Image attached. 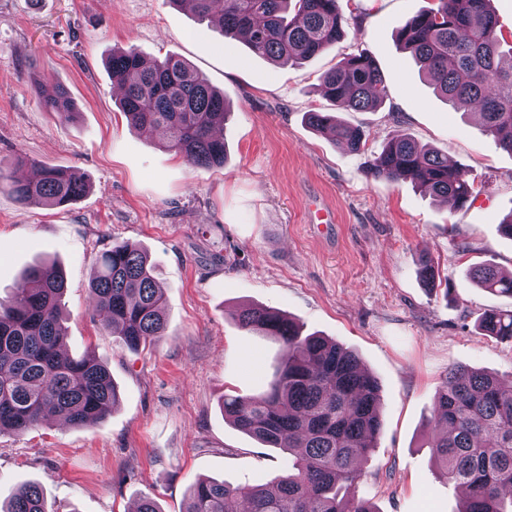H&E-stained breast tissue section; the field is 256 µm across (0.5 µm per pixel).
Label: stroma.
<instances>
[{
	"label": "stroma",
	"instance_id": "35a3bbf8",
	"mask_svg": "<svg viewBox=\"0 0 512 512\" xmlns=\"http://www.w3.org/2000/svg\"><path fill=\"white\" fill-rule=\"evenodd\" d=\"M432 4L339 0L343 38L301 65L275 67L168 0H0V159L20 153L88 183L62 207L23 206L0 189V299L24 285L29 267L56 264L67 352L95 356L119 393L94 424L49 419L0 434L1 504L35 483L48 512H131L145 495L162 512H184L196 479L237 485L283 474L287 454L238 431L220 407L224 394L257 392L282 354L240 327L238 308L253 304L353 351L379 382L383 428L357 495L375 512H457L462 495L423 443L451 365L512 377V344L474 328L484 310L512 309V298L471 275L486 261L512 268V239L499 231L512 214V154L473 111L437 97L399 48L398 28ZM128 48L178 56L223 92V166L190 167L129 124L106 67ZM363 50L387 96L374 110L335 107L320 77ZM57 85L76 105L72 121L40 104L41 90ZM311 111L362 128L363 152L315 131ZM394 134L458 166L473 204L452 210L412 183L368 177ZM115 244L148 255L166 299L164 336L136 352L88 299Z\"/></svg>",
	"mask_w": 512,
	"mask_h": 512
}]
</instances>
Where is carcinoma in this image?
<instances>
[{"instance_id": "obj_1", "label": "carcinoma", "mask_w": 512, "mask_h": 512, "mask_svg": "<svg viewBox=\"0 0 512 512\" xmlns=\"http://www.w3.org/2000/svg\"><path fill=\"white\" fill-rule=\"evenodd\" d=\"M206 18L215 0H169ZM491 0H437L397 31L401 46L420 64L437 93L454 104L475 106L496 145L512 153V66L502 65ZM224 36L240 38L257 56L275 65L312 58L343 36L338 0H223ZM112 84L132 125L163 132L167 147L191 167L224 164V139L214 135L229 112L224 94L186 62L167 56L143 65L133 48L112 53ZM323 96L355 111L380 106L386 91L372 56L361 51L339 61L320 80ZM41 104L65 121L75 118L69 91L59 86ZM318 132L328 131L352 153L363 134L328 112L307 113ZM22 155L0 160V186L21 203L57 207L87 189L75 172L39 165ZM369 173L390 182L410 181L422 191L461 209L474 189L448 160L406 135H395L375 156ZM473 280L493 295L512 297V278L494 264L476 267ZM31 288L0 302V433L22 434L37 426L44 411L74 427L104 418L119 401L107 368L92 357L62 355L64 331L59 305L65 280L58 267L33 266ZM90 294L103 327L128 349L164 335V297L145 253L115 245L101 255ZM239 325L279 342L281 360L272 379L252 395L224 394V418L269 448L295 460L285 474L266 482L233 486L200 478L184 512H375L353 493L361 480L358 463L377 447L383 426L379 385L358 358L334 341L284 314L250 305ZM480 335L512 343V310L488 309ZM427 447L450 483L465 489L458 512H507L502 489L512 486V381L466 366H454L437 395ZM0 512H45L39 487L18 490Z\"/></svg>"}]
</instances>
